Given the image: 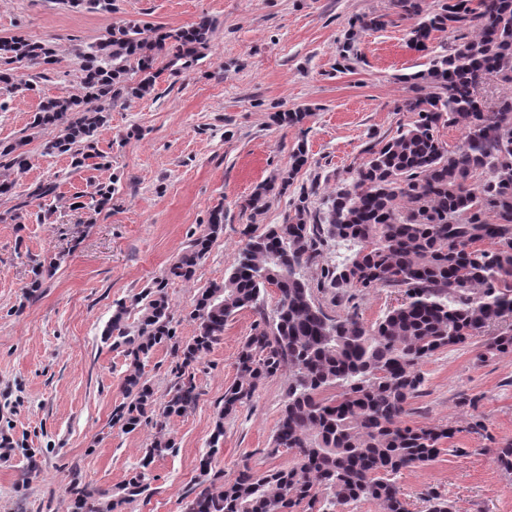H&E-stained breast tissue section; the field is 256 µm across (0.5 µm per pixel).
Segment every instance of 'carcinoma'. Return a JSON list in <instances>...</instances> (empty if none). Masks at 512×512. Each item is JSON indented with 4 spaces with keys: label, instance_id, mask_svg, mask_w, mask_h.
Returning a JSON list of instances; mask_svg holds the SVG:
<instances>
[{
    "label": "carcinoma",
    "instance_id": "carcinoma-1",
    "mask_svg": "<svg viewBox=\"0 0 512 512\" xmlns=\"http://www.w3.org/2000/svg\"><path fill=\"white\" fill-rule=\"evenodd\" d=\"M419 51L435 32L459 33L448 52L433 55L425 71L412 76L433 88L407 103L417 119L397 135L364 150L367 159L351 178L336 185L325 215L312 212L299 196L294 214L246 240L224 282L201 290L190 312L196 335L176 336L166 280L157 281L130 305L118 301L101 342L127 360L124 389L131 401L112 420L126 430L151 426L154 437L140 470L112 499L73 480V512H114L148 490L146 469L175 448L166 420L197 399L194 364L224 337V326L240 310L256 315L253 332L237 358V378L224 389L221 406L199 460L200 480L183 497V512H345L374 501L381 512H410L399 479L444 452L457 429L447 423L410 425L411 401L424 384L423 362L437 352L481 339L479 358L512 354V97L484 111L476 90L487 75L512 83V0H397ZM381 15L352 22L361 31L383 28ZM212 22L156 39L133 26L112 33L87 59L84 97L49 99L33 127L59 135L48 148L78 163L96 156L95 132L121 98L143 97L154 86L150 51L167 49L171 62L195 59L208 43ZM53 49L22 36L0 40V64L14 71L52 63ZM137 63L143 76L128 77ZM459 126L463 142L454 151L438 135ZM7 167L22 172L28 157L14 144L0 148ZM308 162L299 147L288 168L257 186L246 208L259 213L274 191L288 189ZM224 229V207L209 214L206 234L169 268L168 277L188 281ZM349 241L357 249L336 266L324 260L328 241ZM489 242L493 250L481 248ZM316 266L311 282L303 270ZM275 288L278 300L267 312L263 297ZM395 288L397 304L371 325L364 323L358 293ZM345 300L330 314L315 293ZM137 321L129 322L131 311ZM178 359L175 377L159 417L155 392L142 366L157 347ZM288 375L283 405L267 454L286 449L291 463L257 473L246 467L232 482L212 471L213 454L224 440V418L249 401L259 384ZM496 462L512 475V444L496 450ZM423 512H454L444 495L430 491Z\"/></svg>",
    "mask_w": 512,
    "mask_h": 512
}]
</instances>
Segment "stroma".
<instances>
[{"label":"stroma","mask_w":512,"mask_h":512,"mask_svg":"<svg viewBox=\"0 0 512 512\" xmlns=\"http://www.w3.org/2000/svg\"><path fill=\"white\" fill-rule=\"evenodd\" d=\"M385 15L383 29L353 33L356 18ZM211 19L214 31L196 60L171 64L154 55L155 84L122 99L98 129L99 158L83 167L48 149L56 130L31 128L41 101L81 92L91 44L127 27L186 28ZM413 19L395 0H116L111 12L61 0H0V37L50 45L54 62L25 70L33 84L11 94L0 83V145L22 143L24 172L0 167V512H70L68 487L115 493L136 471L153 431L128 432L112 422L126 401L121 351L101 340L118 301L129 302L167 280L176 333L189 341V314L199 289L223 281L244 240L285 221L311 180L322 209L336 184L364 159L367 144L410 125L408 101L426 96L416 80L429 52L409 43ZM355 38L357 56L340 50ZM306 111L304 124L276 125V112ZM304 145L308 163L287 192L271 194L261 214L244 209L255 188L288 166ZM56 180L57 190L35 196ZM114 188L101 201V184ZM224 208V230L194 280L168 279L171 265ZM42 285L31 288L34 268ZM239 311L223 340L196 365L199 396L167 429L174 451L156 457L148 490L116 512H183L182 498L199 477L217 406L237 377V356L253 328ZM478 345L452 347L421 366L425 385L411 403L409 423L457 428L452 453L405 473L401 490L413 512L428 491L446 495L455 512H512V476L495 450L512 443V356L480 358ZM286 379L260 384L251 400L224 420V443L213 469L225 480L243 467L261 473L285 467L288 453L266 456ZM480 417L485 435L469 433Z\"/></svg>","instance_id":"obj_1"}]
</instances>
